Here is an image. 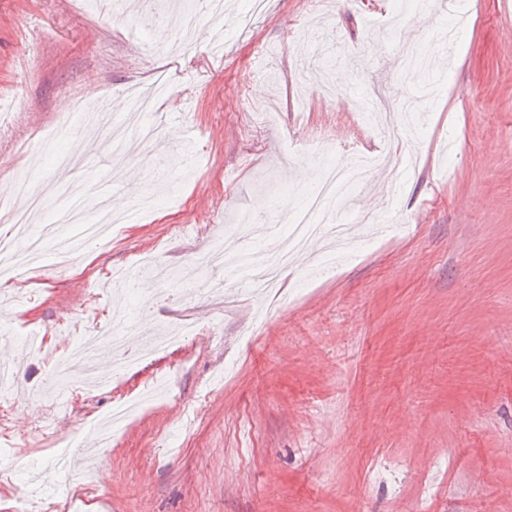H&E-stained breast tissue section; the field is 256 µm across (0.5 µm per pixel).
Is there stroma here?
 I'll list each match as a JSON object with an SVG mask.
<instances>
[{
  "mask_svg": "<svg viewBox=\"0 0 512 512\" xmlns=\"http://www.w3.org/2000/svg\"><path fill=\"white\" fill-rule=\"evenodd\" d=\"M114 2L0 0V181L43 184L34 232L73 240L82 225L58 220L73 179L84 209L125 203L110 243L63 264L45 251L25 307L0 294V349L17 352L30 393L0 398V512L32 489L54 512H512V0L436 12L411 0L398 24L399 0H267L260 14L226 0L219 54L208 11L159 41L162 0L134 33ZM413 42L429 64L408 83ZM160 69L167 92L151 120L163 134L186 126L192 143L166 165L113 154L73 114L93 89L122 124L128 89ZM341 70L348 84L335 83ZM361 103L398 111L390 150L410 139L417 157L372 199L354 185L335 219L357 223L369 205L406 232L365 235L329 277L295 263L276 303L240 270L198 269L215 243L261 250L286 236L283 202L303 208L323 166L380 147ZM75 147L74 175L60 158ZM143 253L169 276L148 306L126 290L122 307L141 320L124 342L140 348L184 318L198 335L60 405L45 389L53 357L83 321L111 329L107 278ZM120 394L144 402L87 472L60 468Z\"/></svg>",
  "mask_w": 512,
  "mask_h": 512,
  "instance_id": "35a3bbf8",
  "label": "stroma"
}]
</instances>
